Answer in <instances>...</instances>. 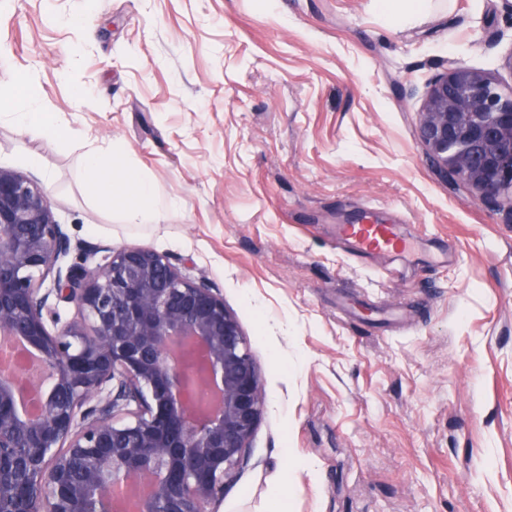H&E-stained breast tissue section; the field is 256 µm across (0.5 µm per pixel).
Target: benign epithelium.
Listing matches in <instances>:
<instances>
[{"label":"benign epithelium","mask_w":512,"mask_h":512,"mask_svg":"<svg viewBox=\"0 0 512 512\" xmlns=\"http://www.w3.org/2000/svg\"><path fill=\"white\" fill-rule=\"evenodd\" d=\"M419 139L447 180L512 217V86L455 64L430 85ZM68 250L44 189L0 168V333L47 381L30 414L22 377H0V512H120L127 495L134 512H216L264 412L236 316L151 250L64 272ZM60 302L80 320L61 322Z\"/></svg>","instance_id":"obj_1"}]
</instances>
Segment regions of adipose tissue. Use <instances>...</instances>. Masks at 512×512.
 <instances>
[{
    "label": "adipose tissue",
    "mask_w": 512,
    "mask_h": 512,
    "mask_svg": "<svg viewBox=\"0 0 512 512\" xmlns=\"http://www.w3.org/2000/svg\"><path fill=\"white\" fill-rule=\"evenodd\" d=\"M79 180L91 198L107 207H120L128 224L155 221L171 207L116 148L104 151L88 147L82 155Z\"/></svg>",
    "instance_id": "1"
}]
</instances>
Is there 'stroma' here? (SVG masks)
<instances>
[{"label":"stroma","mask_w":512,"mask_h":512,"mask_svg":"<svg viewBox=\"0 0 512 512\" xmlns=\"http://www.w3.org/2000/svg\"><path fill=\"white\" fill-rule=\"evenodd\" d=\"M0 0V105L62 114L178 208L124 223L83 150L0 119V168L48 193L62 266L142 246L214 288L265 411L223 512H512V223L436 172L433 79L512 83L507 0ZM402 225L404 274L336 225Z\"/></svg>","instance_id":"35a3bbf8"}]
</instances>
